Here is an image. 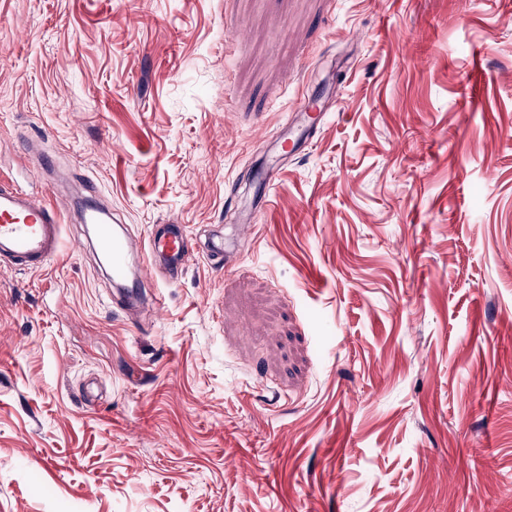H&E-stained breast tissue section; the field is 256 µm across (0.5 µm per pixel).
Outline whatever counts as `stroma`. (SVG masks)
Here are the masks:
<instances>
[{
  "mask_svg": "<svg viewBox=\"0 0 512 512\" xmlns=\"http://www.w3.org/2000/svg\"><path fill=\"white\" fill-rule=\"evenodd\" d=\"M60 171L188 227L161 303ZM2 187L65 229L0 266V512H512V0H0Z\"/></svg>",
  "mask_w": 512,
  "mask_h": 512,
  "instance_id": "1",
  "label": "stroma"
}]
</instances>
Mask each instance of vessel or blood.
Instances as JSON below:
<instances>
[{"instance_id": "vessel-or-blood-1", "label": "vessel or blood", "mask_w": 512, "mask_h": 512, "mask_svg": "<svg viewBox=\"0 0 512 512\" xmlns=\"http://www.w3.org/2000/svg\"><path fill=\"white\" fill-rule=\"evenodd\" d=\"M82 221L94 225L96 247L108 264L112 281L132 283L134 290L126 296L134 304L137 291L152 287L150 278L157 268L177 270L188 260L189 234L184 226L167 225L162 232L135 242L117 234L105 224L98 207L85 208ZM63 250V224L58 208L23 192L0 190V262L21 270L37 271ZM137 255V266H130V255Z\"/></svg>"}]
</instances>
